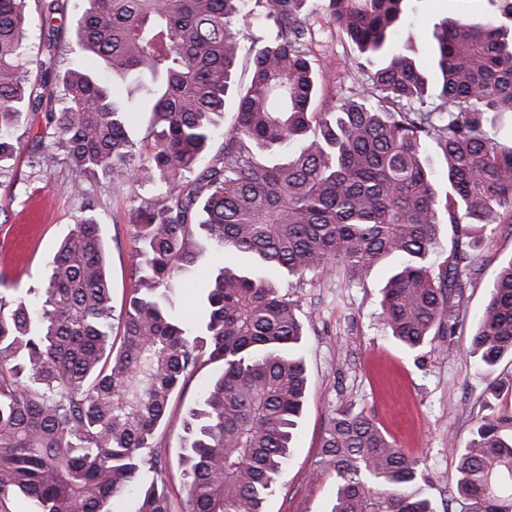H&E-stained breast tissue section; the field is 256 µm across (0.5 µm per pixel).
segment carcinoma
Instances as JSON below:
<instances>
[{
	"label": "carcinoma",
	"instance_id": "carcinoma-1",
	"mask_svg": "<svg viewBox=\"0 0 512 512\" xmlns=\"http://www.w3.org/2000/svg\"><path fill=\"white\" fill-rule=\"evenodd\" d=\"M64 2L0 0V178L41 104L37 68L63 100L43 113L55 140L39 166L67 164L78 186L99 171L116 183L146 171L155 189L134 207L139 287L120 343L94 198L81 194L82 216L35 298L0 280V512L19 501L112 512L138 485L136 512H171L158 488L166 465L144 450L202 362L223 369L186 423L189 512H262L303 411V323L268 279L226 264L198 326L174 315L169 290L204 260L196 233L299 279L338 272L353 283L390 262L380 317L397 343L416 351L453 335L473 248L512 224V144L486 130L488 114H512V0H488L479 23L435 24L430 78L392 42L407 0H324L329 22L380 60L359 70L366 92L327 112L315 107L323 74L302 0H255L276 34L252 42L243 87L234 69L248 0H84L71 43L48 37L45 58H31V8L48 21ZM131 110L150 114L138 143ZM428 142L441 176L423 158ZM441 224L455 248L436 270ZM469 353L487 368L512 355V258L488 286ZM485 408L458 453L457 493L464 512H512V413ZM321 448L336 477L331 512H433L419 460L366 415L336 410Z\"/></svg>",
	"mask_w": 512,
	"mask_h": 512
}]
</instances>
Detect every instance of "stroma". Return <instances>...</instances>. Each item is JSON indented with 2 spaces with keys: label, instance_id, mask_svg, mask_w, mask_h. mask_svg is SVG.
Listing matches in <instances>:
<instances>
[{
  "label": "stroma",
  "instance_id": "1",
  "mask_svg": "<svg viewBox=\"0 0 512 512\" xmlns=\"http://www.w3.org/2000/svg\"><path fill=\"white\" fill-rule=\"evenodd\" d=\"M322 0H306L304 11L316 30L314 51L323 65L318 109L359 93L358 67L372 70L377 60L361 55L351 40L329 24ZM465 0H411L409 13L394 39L409 46L422 67L432 59L434 23L466 9ZM53 134L35 119L21 146L11 177L0 183V273L20 291H39L60 241L80 215L79 190L94 197L112 281V305L121 308L136 282L132 257L131 209L152 189L148 176L117 185L100 177L75 188L66 165L48 172L36 164L38 144H51ZM205 266L187 285L169 294L174 313L186 319L202 315L205 283L222 263L250 266L245 255H231L204 241ZM476 274L464 292L462 329L410 352L399 346L380 323V289L385 269L360 283L336 277L297 279L276 271L267 278L293 303L305 323L302 355L308 384L293 448L262 512H331L336 478L319 464L320 446L335 409L349 406L371 418L383 433L420 461V484L434 512H461L456 492V449L468 442L483 413L492 378H512V359L494 369H480L467 353L470 330L484 307L488 284L501 264L512 258V226L503 224L485 235L475 250ZM209 363L188 375L173 395L151 445L167 458L164 481L172 512H188L189 503L179 465L184 445V419L202 391L219 373Z\"/></svg>",
  "mask_w": 512,
  "mask_h": 512
}]
</instances>
